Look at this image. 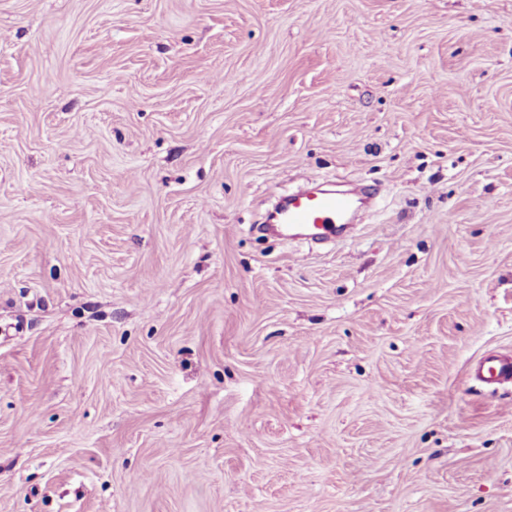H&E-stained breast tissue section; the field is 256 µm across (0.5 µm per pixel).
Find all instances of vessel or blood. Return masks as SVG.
<instances>
[{
    "label": "vessel or blood",
    "instance_id": "vessel-or-blood-1",
    "mask_svg": "<svg viewBox=\"0 0 512 512\" xmlns=\"http://www.w3.org/2000/svg\"><path fill=\"white\" fill-rule=\"evenodd\" d=\"M354 208V199L341 191H300L282 196L268 222L281 235L305 232L313 239L338 238ZM473 376L487 385L512 382V356L485 355L476 363Z\"/></svg>",
    "mask_w": 512,
    "mask_h": 512
}]
</instances>
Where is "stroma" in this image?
Instances as JSON below:
<instances>
[{
	"label": "stroma",
	"mask_w": 512,
	"mask_h": 512,
	"mask_svg": "<svg viewBox=\"0 0 512 512\" xmlns=\"http://www.w3.org/2000/svg\"><path fill=\"white\" fill-rule=\"evenodd\" d=\"M492 351L512 0H0V512H512ZM354 208V199L341 191H300L282 196L267 222L280 236L306 232L313 239L339 238ZM473 377L487 385L512 382V356L485 355L476 363Z\"/></svg>",
	"instance_id": "1"
}]
</instances>
